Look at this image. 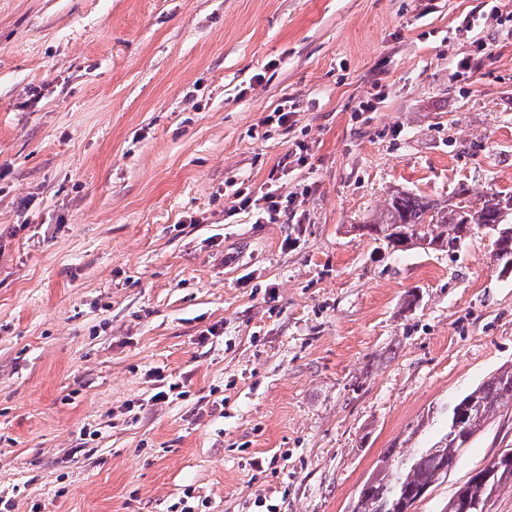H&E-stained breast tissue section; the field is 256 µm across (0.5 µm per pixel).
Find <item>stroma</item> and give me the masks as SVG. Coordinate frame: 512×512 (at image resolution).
<instances>
[{"mask_svg":"<svg viewBox=\"0 0 512 512\" xmlns=\"http://www.w3.org/2000/svg\"><path fill=\"white\" fill-rule=\"evenodd\" d=\"M237 187L296 192L294 222ZM462 188L512 190V0H0V498L350 512L512 364L482 230L449 255L358 230ZM506 448L512 411L416 512Z\"/></svg>","mask_w":512,"mask_h":512,"instance_id":"stroma-1","label":"stroma"}]
</instances>
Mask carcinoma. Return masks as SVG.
I'll use <instances>...</instances> for the list:
<instances>
[{
	"label": "carcinoma",
	"instance_id": "obj_1",
	"mask_svg": "<svg viewBox=\"0 0 512 512\" xmlns=\"http://www.w3.org/2000/svg\"><path fill=\"white\" fill-rule=\"evenodd\" d=\"M481 228L491 239L492 256L501 271L512 270V191L483 195L474 203L466 192L453 203H436L409 192L385 199L363 234L386 243L393 251L455 252L470 233ZM506 409L512 410V366L502 367L448 406L444 434L429 448H388L378 466L362 482L351 512H416L421 502L460 462L474 437ZM512 448L460 485L452 512L481 503L512 489Z\"/></svg>",
	"mask_w": 512,
	"mask_h": 512
}]
</instances>
